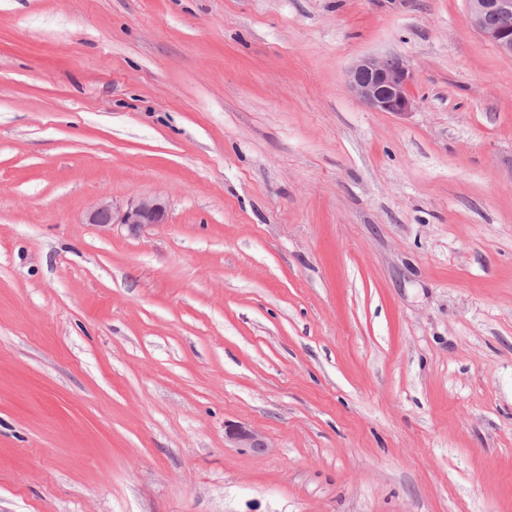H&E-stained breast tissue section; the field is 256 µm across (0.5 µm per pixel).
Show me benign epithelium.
<instances>
[{
	"instance_id": "obj_1",
	"label": "benign epithelium",
	"mask_w": 512,
	"mask_h": 512,
	"mask_svg": "<svg viewBox=\"0 0 512 512\" xmlns=\"http://www.w3.org/2000/svg\"><path fill=\"white\" fill-rule=\"evenodd\" d=\"M467 5L478 33L500 52L512 56V0H467ZM344 79L349 92L370 111L402 115L418 107L410 91L413 73L395 56H363L346 70ZM164 220L163 204L147 197L130 202L124 209L103 202L88 214L90 224H123L134 235ZM226 435L239 448H269L263 434L252 428L232 425Z\"/></svg>"
}]
</instances>
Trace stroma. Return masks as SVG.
Masks as SVG:
<instances>
[{
    "mask_svg": "<svg viewBox=\"0 0 512 512\" xmlns=\"http://www.w3.org/2000/svg\"><path fill=\"white\" fill-rule=\"evenodd\" d=\"M389 54L406 115L344 83ZM0 512H512V56L466 0H0ZM88 223L101 226L124 224L131 234L137 235L144 228L163 224L165 209L157 198H140L130 202L125 209H116L112 203L103 202L88 214ZM226 435L238 448H250L255 451H265L269 448L263 434L252 428L242 425L228 426Z\"/></svg>",
    "mask_w": 512,
    "mask_h": 512,
    "instance_id": "35a3bbf8",
    "label": "stroma"
}]
</instances>
